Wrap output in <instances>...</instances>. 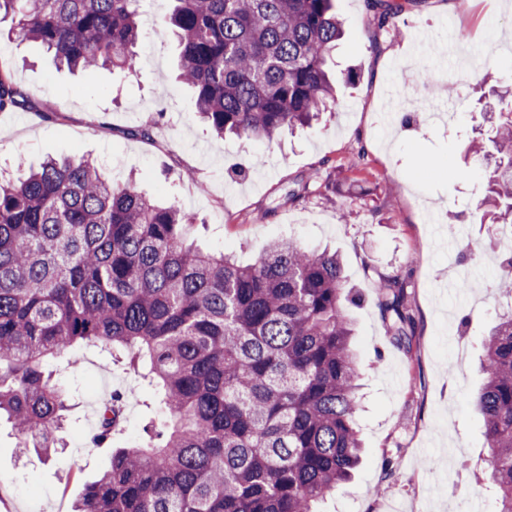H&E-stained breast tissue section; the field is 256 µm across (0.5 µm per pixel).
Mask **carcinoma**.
<instances>
[{"instance_id": "carcinoma-1", "label": "carcinoma", "mask_w": 512, "mask_h": 512, "mask_svg": "<svg viewBox=\"0 0 512 512\" xmlns=\"http://www.w3.org/2000/svg\"><path fill=\"white\" fill-rule=\"evenodd\" d=\"M163 29L180 49L195 112L218 135L267 144L336 105L335 0H175ZM379 28L403 4L368 0ZM140 0H0L8 38L33 41L87 79L137 71ZM0 66V112L42 110ZM477 208L512 228V111L498 113ZM0 180V416L25 455L49 459L69 406L48 362L80 345L125 355L152 392L140 438L115 449L73 512H315L361 460L354 300L341 258L292 239L252 263L190 241L194 225L91 161L17 160ZM494 287L512 280V253ZM389 333L408 335L407 284H377ZM481 414L495 512H512V313L483 339ZM121 396L98 439L122 427Z\"/></svg>"}]
</instances>
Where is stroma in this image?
I'll use <instances>...</instances> for the list:
<instances>
[{
	"mask_svg": "<svg viewBox=\"0 0 512 512\" xmlns=\"http://www.w3.org/2000/svg\"><path fill=\"white\" fill-rule=\"evenodd\" d=\"M172 0L143 5L133 74L101 71L95 82L57 68L41 45L3 39L0 64L49 112L0 113V172L17 156L95 160L113 181L135 178L148 195L179 206L198 245L253 262L266 245L294 238L338 253L356 301L351 314L361 372L358 421L365 455L322 512H493L483 428L468 396L483 383L480 342L512 299L493 288L512 245L464 216L486 167L471 150L492 123L478 98L512 109V0H425L389 27L367 0H336L345 35L336 106L312 128L272 145L220 138L200 121L177 80L178 50L159 30ZM153 121L150 137L137 136ZM306 187L292 201L290 190ZM408 284V346L387 333L379 277ZM61 375L70 395L65 443L51 459L19 455L0 421V512H72L87 483L110 463L89 442L98 403L126 396V445L148 414L138 378L96 346H82ZM463 474L447 493L449 474Z\"/></svg>",
	"mask_w": 512,
	"mask_h": 512,
	"instance_id": "1",
	"label": "stroma"
}]
</instances>
